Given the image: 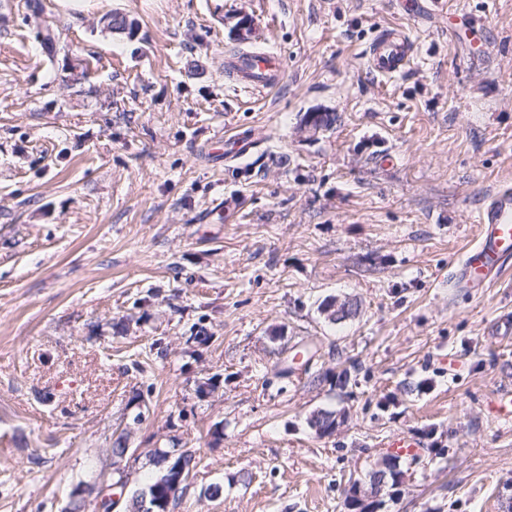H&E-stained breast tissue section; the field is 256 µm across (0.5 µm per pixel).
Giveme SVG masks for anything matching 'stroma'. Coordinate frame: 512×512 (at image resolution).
Instances as JSON below:
<instances>
[{
	"label": "stroma",
	"instance_id": "stroma-1",
	"mask_svg": "<svg viewBox=\"0 0 512 512\" xmlns=\"http://www.w3.org/2000/svg\"><path fill=\"white\" fill-rule=\"evenodd\" d=\"M240 13L285 61L262 94L224 74ZM389 27L416 53L382 77ZM313 111L336 122L308 137ZM233 131L246 161L212 150ZM502 182L512 0H0V512H65L120 433L131 491L150 449L194 450L175 512H348L394 435L423 450L378 512H502L512 270L448 284ZM414 53V43L399 28L383 30L373 41L368 60L371 72L391 77L400 73Z\"/></svg>",
	"mask_w": 512,
	"mask_h": 512
}]
</instances>
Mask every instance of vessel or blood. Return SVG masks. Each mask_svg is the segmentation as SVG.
Returning a JSON list of instances; mask_svg holds the SVG:
<instances>
[{"label": "vessel or blood", "instance_id": "obj_1", "mask_svg": "<svg viewBox=\"0 0 512 512\" xmlns=\"http://www.w3.org/2000/svg\"><path fill=\"white\" fill-rule=\"evenodd\" d=\"M414 53L409 36L398 28L383 30L373 41L368 67L374 74L390 77L400 73ZM229 67L241 87L250 91L276 87L284 72L282 58L273 52H245ZM480 234L454 266L452 287L474 292L489 287L512 269V184H502L483 201L477 215Z\"/></svg>", "mask_w": 512, "mask_h": 512}]
</instances>
